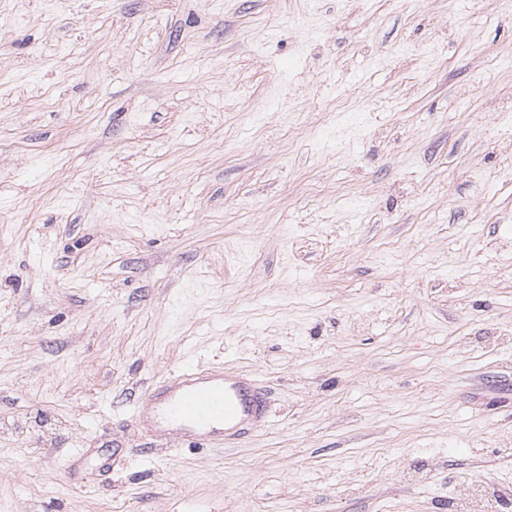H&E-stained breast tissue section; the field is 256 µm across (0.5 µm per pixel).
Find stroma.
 <instances>
[{
  "mask_svg": "<svg viewBox=\"0 0 512 512\" xmlns=\"http://www.w3.org/2000/svg\"><path fill=\"white\" fill-rule=\"evenodd\" d=\"M205 362L266 427L135 425ZM475 485L512 512V0H0V512Z\"/></svg>",
  "mask_w": 512,
  "mask_h": 512,
  "instance_id": "obj_1",
  "label": "stroma"
}]
</instances>
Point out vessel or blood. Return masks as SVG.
Instances as JSON below:
<instances>
[{
  "label": "vessel or blood",
  "instance_id": "b4317fda",
  "mask_svg": "<svg viewBox=\"0 0 512 512\" xmlns=\"http://www.w3.org/2000/svg\"><path fill=\"white\" fill-rule=\"evenodd\" d=\"M260 384L224 366L197 364L154 383L136 402L133 421L143 430L175 429L185 437L224 443L265 423Z\"/></svg>",
  "mask_w": 512,
  "mask_h": 512
}]
</instances>
